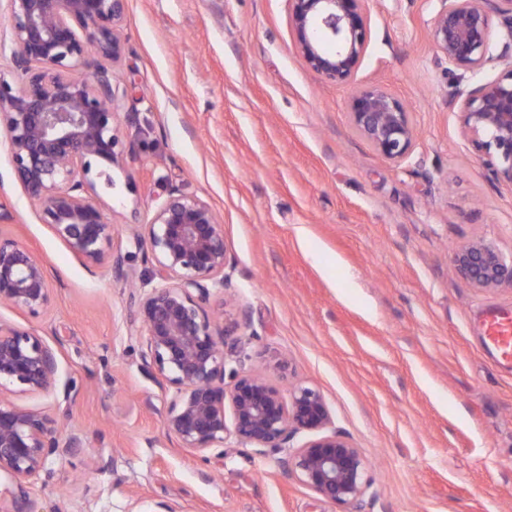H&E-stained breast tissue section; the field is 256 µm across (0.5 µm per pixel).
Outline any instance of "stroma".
<instances>
[{
	"instance_id": "obj_1",
	"label": "stroma",
	"mask_w": 512,
	"mask_h": 512,
	"mask_svg": "<svg viewBox=\"0 0 512 512\" xmlns=\"http://www.w3.org/2000/svg\"><path fill=\"white\" fill-rule=\"evenodd\" d=\"M112 66L123 153L96 196L127 278L87 267L14 181L0 145V232L27 245L51 283L33 317L0 319L60 344L55 390L14 394L85 440L29 486L33 512H343L289 475L279 455L227 441L199 457L162 427L171 393L143 361L133 321L152 263L131 230L174 186L224 226L227 308L248 365L280 389H317L374 471L352 512H512V371L477 331L512 309V288H473L450 271L476 237L512 252V188L460 132L453 99L497 79V61L447 70L431 40L439 0H369L371 40L353 83L326 82L294 48L288 0H127ZM376 83L417 131L396 164L352 129L348 101ZM288 360L279 369V357Z\"/></svg>"
}]
</instances>
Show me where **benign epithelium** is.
Listing matches in <instances>:
<instances>
[{
  "label": "benign epithelium",
  "instance_id": "1",
  "mask_svg": "<svg viewBox=\"0 0 512 512\" xmlns=\"http://www.w3.org/2000/svg\"><path fill=\"white\" fill-rule=\"evenodd\" d=\"M11 68L0 69V128L12 175L39 220L86 264L124 273L111 252L112 225L92 197L90 178L111 181L118 164V109L112 71L72 73L98 54L118 61L127 0H6ZM367 0H289L294 47L324 80L342 85L357 73L370 40ZM431 36L448 65L478 71L492 59L505 63L494 81L475 84L453 103L461 133L494 179L512 187V0H439ZM504 29L493 55L492 18ZM24 77L16 86L15 75ZM355 132L378 154L406 160L417 134L403 103L377 86L355 90L349 102ZM137 247L149 252L155 283L139 296L136 321L144 333L146 367L173 395L163 418L167 435L199 455L229 439L259 455L283 452L281 464L325 501L353 506L373 479L350 438L336 429L322 394L297 383L283 395L246 366L249 357L230 345L225 329L205 309L212 293L228 287V247L211 205L179 188L168 191L141 231ZM456 274L473 287L512 288V256L484 238L455 246ZM50 302L43 264L18 239L0 233V305L32 316ZM58 348L21 327L0 321V474L14 493L0 512H31L27 484L51 456L82 448L48 415L3 397L55 387ZM230 383H225V378ZM231 415H226V411ZM304 436L298 446L290 445Z\"/></svg>",
  "mask_w": 512,
  "mask_h": 512
}]
</instances>
